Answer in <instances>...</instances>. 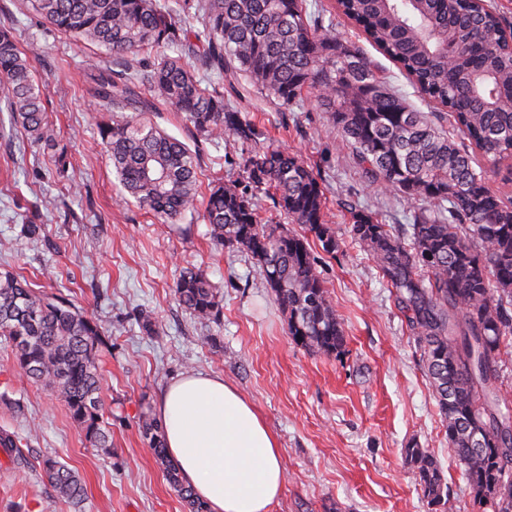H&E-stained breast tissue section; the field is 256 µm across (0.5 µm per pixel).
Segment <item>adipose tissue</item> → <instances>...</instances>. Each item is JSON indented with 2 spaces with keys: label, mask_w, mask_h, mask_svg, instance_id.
Instances as JSON below:
<instances>
[{
  "label": "adipose tissue",
  "mask_w": 512,
  "mask_h": 512,
  "mask_svg": "<svg viewBox=\"0 0 512 512\" xmlns=\"http://www.w3.org/2000/svg\"><path fill=\"white\" fill-rule=\"evenodd\" d=\"M157 412L167 451L210 512H272L286 474L274 433L223 377L195 372L169 383Z\"/></svg>",
  "instance_id": "1"
}]
</instances>
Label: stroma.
I'll return each mask as SVG.
<instances>
[{"mask_svg": "<svg viewBox=\"0 0 512 512\" xmlns=\"http://www.w3.org/2000/svg\"><path fill=\"white\" fill-rule=\"evenodd\" d=\"M307 5L334 16L337 37L366 46L412 105L437 111L337 14L335 0ZM0 27L13 29L34 75L46 82L53 129L46 143L32 142L18 126L0 138V239L12 242L11 252L0 254V270L67 295L106 329L102 397L112 418L106 455L86 442L63 402L13 375L11 350L0 341V435L13 436L29 458L57 457L87 489L79 504L59 501L38 467L13 468L0 454V512H184L139 417L156 414L163 387L191 371L223 376L276 434L286 484L273 512H435L405 460L411 447L429 449L439 462L448 512H487L450 457L433 388L392 291L350 235V206L397 228L407 221L406 204L366 183L315 96L291 109L225 85V101L260 131L248 142L200 140L167 105L148 118L196 151L204 193L219 183L252 191L245 162L267 148L297 152L318 173L340 249L332 256L318 242L310 247L346 338L343 351L329 356L292 341L255 261L216 246L201 208L165 223L137 204H117L120 185L100 135L112 115L100 107L91 79L115 71V59L58 33L22 0H0ZM28 224L39 225L38 235L25 233ZM184 266L201 268L214 285L219 320L198 322L179 305L174 288ZM144 309L158 321L151 336L138 322Z\"/></svg>", "mask_w": 512, "mask_h": 512, "instance_id": "35a3bbf8", "label": "stroma"}]
</instances>
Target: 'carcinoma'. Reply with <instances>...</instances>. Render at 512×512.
<instances>
[{
  "mask_svg": "<svg viewBox=\"0 0 512 512\" xmlns=\"http://www.w3.org/2000/svg\"><path fill=\"white\" fill-rule=\"evenodd\" d=\"M53 28L125 61L100 77L105 110L126 107L102 128L123 202L134 200L173 221L198 196L197 155L145 117L153 102L175 106L206 141H252L257 127L224 103V86L202 83L181 56L141 67L153 47L175 51L201 44L199 70L236 82L282 107L317 92L321 111L351 149L367 182L400 195L410 223L393 232L370 212H351V237L362 244L392 289L432 384L448 448L479 503L512 512V408L495 385L512 336V198L493 191L479 160L512 159V30L481 0H336L366 40L398 63L412 83L447 111L450 130L414 108L352 42L336 36L333 20L304 0H202L200 27L188 32L159 0H22ZM456 34L448 63L442 46ZM153 101H142L136 86ZM0 103L35 142L50 139L44 92L13 33L0 28ZM247 194L234 184L202 200L213 240L251 256L288 323L295 344L332 355L344 329L316 269L306 234L333 254L339 243L326 214L324 190L299 155L266 149L247 161ZM304 234L263 222L264 198ZM179 304L198 321L221 314L202 271L184 267L175 285ZM13 368L60 399L93 448L112 453V429L101 397L104 328L69 298L36 291L10 270L0 271V338ZM143 433L169 484L188 512H209L168 456L161 420L146 416ZM405 457L432 506L448 512V485L426 448ZM40 468L56 497L77 504L85 488L75 471L52 457Z\"/></svg>",
  "mask_w": 512,
  "mask_h": 512,
  "instance_id": "1",
  "label": "carcinoma"
}]
</instances>
